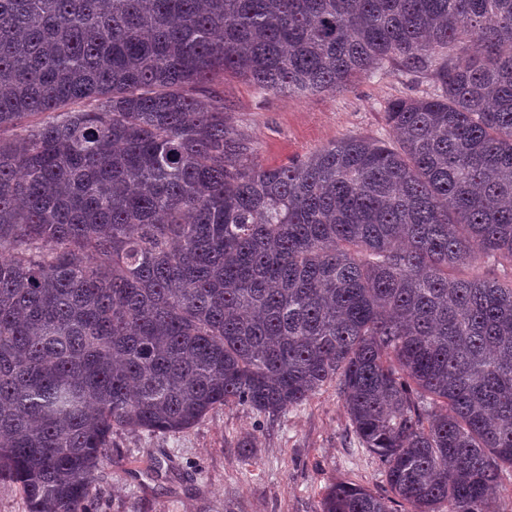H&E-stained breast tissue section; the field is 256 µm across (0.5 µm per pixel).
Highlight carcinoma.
<instances>
[{
    "instance_id": "obj_1",
    "label": "carcinoma",
    "mask_w": 512,
    "mask_h": 512,
    "mask_svg": "<svg viewBox=\"0 0 512 512\" xmlns=\"http://www.w3.org/2000/svg\"><path fill=\"white\" fill-rule=\"evenodd\" d=\"M427 79L391 142L264 167L224 102ZM0 480L89 512L112 431L336 384L390 495L498 512L512 473V0H0ZM491 265L502 276H467Z\"/></svg>"
}]
</instances>
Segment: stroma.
I'll list each match as a JSON object with an SVG mask.
<instances>
[{"mask_svg":"<svg viewBox=\"0 0 512 512\" xmlns=\"http://www.w3.org/2000/svg\"><path fill=\"white\" fill-rule=\"evenodd\" d=\"M429 88L426 81L410 88L391 72L359 77L333 94L285 97L229 74L208 94L223 99L257 161L279 166L341 138L393 140L384 119L388 102ZM339 480L380 495L388 488L383 466L360 448L329 384L270 416L229 405L177 434L114 431L91 512H320L325 488Z\"/></svg>","mask_w":512,"mask_h":512,"instance_id":"1","label":"stroma"}]
</instances>
